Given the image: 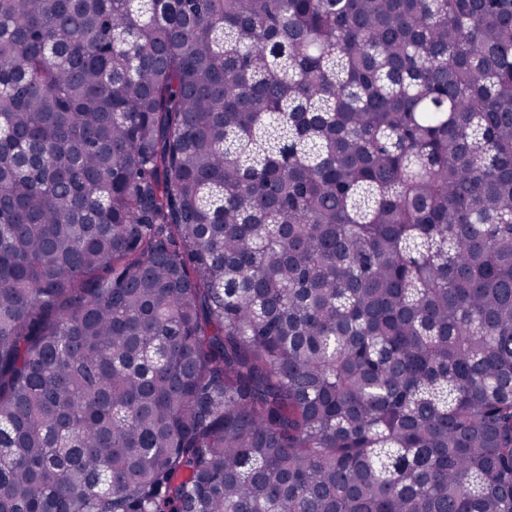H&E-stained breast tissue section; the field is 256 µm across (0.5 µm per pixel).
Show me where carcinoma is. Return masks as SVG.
I'll list each match as a JSON object with an SVG mask.
<instances>
[{
  "label": "carcinoma",
  "mask_w": 512,
  "mask_h": 512,
  "mask_svg": "<svg viewBox=\"0 0 512 512\" xmlns=\"http://www.w3.org/2000/svg\"><path fill=\"white\" fill-rule=\"evenodd\" d=\"M0 512H512V0H0Z\"/></svg>",
  "instance_id": "1"
}]
</instances>
